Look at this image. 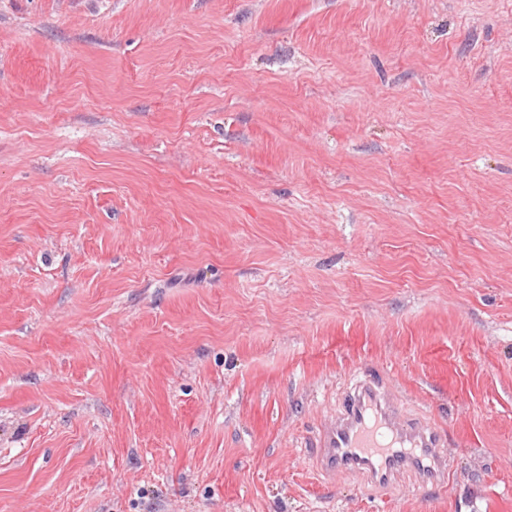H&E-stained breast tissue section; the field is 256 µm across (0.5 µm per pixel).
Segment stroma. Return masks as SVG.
<instances>
[{"instance_id": "obj_1", "label": "stroma", "mask_w": 512, "mask_h": 512, "mask_svg": "<svg viewBox=\"0 0 512 512\" xmlns=\"http://www.w3.org/2000/svg\"><path fill=\"white\" fill-rule=\"evenodd\" d=\"M0 512H512V0H0ZM444 431L413 412L375 369L363 370L321 427L311 462L321 475H356L388 494L401 476L417 487L448 483L452 461Z\"/></svg>"}]
</instances>
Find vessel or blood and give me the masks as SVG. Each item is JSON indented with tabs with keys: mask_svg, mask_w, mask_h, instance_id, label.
<instances>
[{
	"mask_svg": "<svg viewBox=\"0 0 512 512\" xmlns=\"http://www.w3.org/2000/svg\"><path fill=\"white\" fill-rule=\"evenodd\" d=\"M444 431L412 411L375 369L343 392L321 427L311 462L323 476L356 475L379 493L393 490L401 476L416 485H443L453 467Z\"/></svg>",
	"mask_w": 512,
	"mask_h": 512,
	"instance_id": "vessel-or-blood-1",
	"label": "vessel or blood"
}]
</instances>
